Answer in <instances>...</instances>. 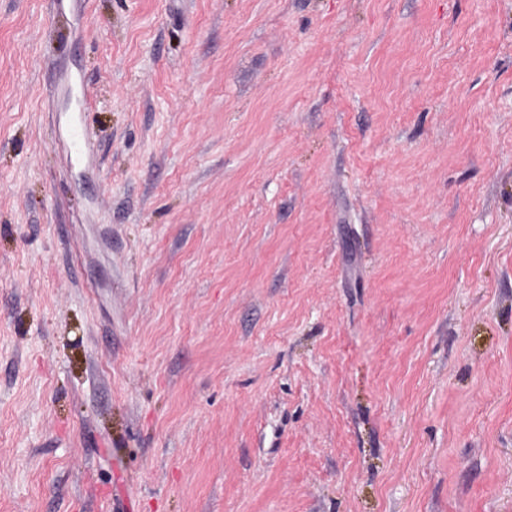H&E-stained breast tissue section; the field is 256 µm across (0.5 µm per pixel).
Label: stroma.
<instances>
[{
	"label": "stroma",
	"mask_w": 512,
	"mask_h": 512,
	"mask_svg": "<svg viewBox=\"0 0 512 512\" xmlns=\"http://www.w3.org/2000/svg\"><path fill=\"white\" fill-rule=\"evenodd\" d=\"M0 512H512V0H0Z\"/></svg>",
	"instance_id": "stroma-1"
}]
</instances>
